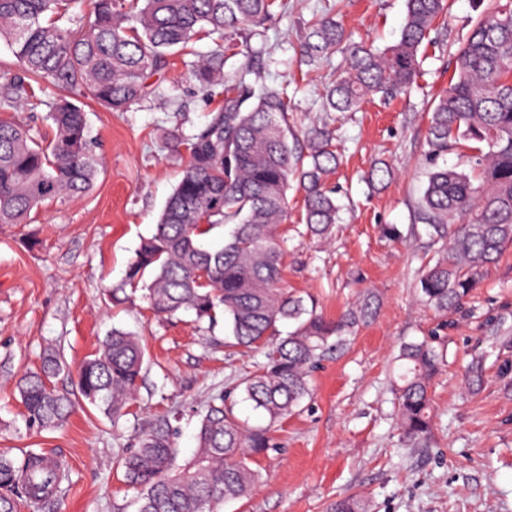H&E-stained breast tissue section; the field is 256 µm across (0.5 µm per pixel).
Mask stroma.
<instances>
[{
	"instance_id": "35a3bbf8",
	"label": "stroma",
	"mask_w": 512,
	"mask_h": 512,
	"mask_svg": "<svg viewBox=\"0 0 512 512\" xmlns=\"http://www.w3.org/2000/svg\"><path fill=\"white\" fill-rule=\"evenodd\" d=\"M482 0H450L445 29L423 44L413 90L373 97L357 112L327 114L321 98L343 65L341 52L315 67L300 61V43L318 16L339 20L354 39L394 43L405 0H288L269 25L258 66L266 82L288 87V123L336 129L341 163L328 182L343 204L331 239L289 232L283 284L313 296L337 318L359 292L380 300L375 319L345 346L328 352L300 409L270 425L279 452L258 458L259 485L220 512H330L337 499L363 496L368 512H512V247L458 311L441 315L418 301L422 261L439 245L414 211L433 164L459 166L449 152L427 155L428 110L448 87L451 61ZM176 99H153L125 112L86 102L102 165L86 195L48 202L21 224H0V450L22 459L30 450L61 460L69 480L60 493L21 512H134L135 490L117 458L155 415H177L179 445L190 456L201 412L240 375L254 371L257 349L224 350L223 324L182 311L155 318L140 294L123 304L109 291L123 283L141 238L150 236L181 176L183 163L162 140L166 129L192 133L213 104L199 93L184 64L167 76ZM388 166L390 179H372ZM396 229L387 237L385 228ZM142 336L146 370L130 413L112 422L97 410L77 412L56 431L30 430L15 389L55 346L70 366L95 352L112 328ZM438 332L448 365L432 382V435L405 444L396 428L390 384L401 343ZM485 355L481 385L466 381L474 353Z\"/></svg>"
}]
</instances>
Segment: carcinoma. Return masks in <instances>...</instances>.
I'll list each match as a JSON object with an SVG mask.
<instances>
[{
	"label": "carcinoma",
	"mask_w": 512,
	"mask_h": 512,
	"mask_svg": "<svg viewBox=\"0 0 512 512\" xmlns=\"http://www.w3.org/2000/svg\"><path fill=\"white\" fill-rule=\"evenodd\" d=\"M277 0H93L88 13H73L72 0H0V42L16 69L0 71V112L18 102L48 108L42 132L0 119V224H21L31 210L81 195L94 185L100 158L82 106L61 97L44 101L33 84L47 82L111 112H124L163 88L170 57L199 36L212 40L210 54L190 64L204 95L223 96L210 118L190 135L168 133L170 149L184 147L188 161L165 203L155 232L141 239L124 285L143 291L158 318L191 309L200 321L224 314V348L262 350L256 371L237 379L201 414L192 456L179 461L175 417L155 416L122 451L117 468L137 490V512H214L255 489L258 457L277 448L265 428H248L236 416L234 391L275 423L300 408L311 393V372L323 354L339 348L374 319L377 298L362 294L336 320L282 284L288 189L303 192L304 235L325 241L341 205L327 185L338 165L334 131L326 124L297 135L288 126L284 85H269L251 62L224 76V50L245 43L248 58L266 50V25ZM399 38L378 49L350 41L331 17L313 21L301 44L312 65L337 49L345 65L327 86V112H352L369 98L405 93L413 85L419 55L449 0H405ZM257 38L255 49L248 41ZM430 159L464 151L470 170L435 167L416 207V218L442 241V254L418 280V297L446 314L463 305L487 268L512 246V0H491L453 56L448 89L429 116ZM231 226L224 246L204 237ZM295 329L278 337V323ZM139 336L112 328L78 366L82 400L112 421L128 415L145 371ZM391 391L397 426L410 441L432 429L431 380L443 365L442 344L429 338L401 346ZM67 368L61 353L45 351L39 369L16 390L30 427L53 430L75 412L73 394L55 387ZM65 475L37 452L21 463L0 453V512H19L21 502L53 497ZM332 512H367L362 498L339 499Z\"/></svg>",
	"instance_id": "carcinoma-1"
}]
</instances>
